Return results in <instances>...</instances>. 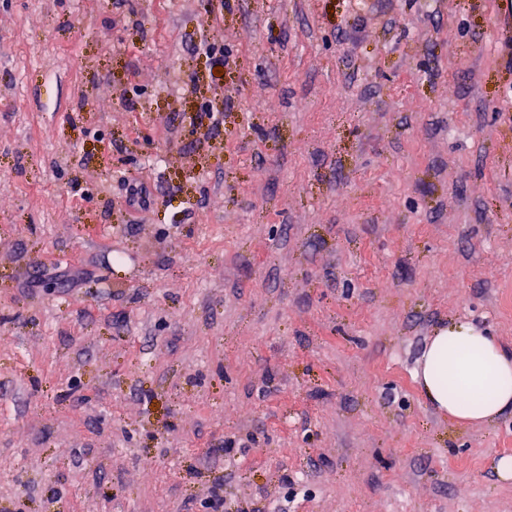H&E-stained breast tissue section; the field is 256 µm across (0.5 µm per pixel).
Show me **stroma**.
Here are the masks:
<instances>
[{
  "mask_svg": "<svg viewBox=\"0 0 512 512\" xmlns=\"http://www.w3.org/2000/svg\"><path fill=\"white\" fill-rule=\"evenodd\" d=\"M511 51L507 0H0V512H512V413L415 376L512 350ZM448 374L482 387H463V395L448 391ZM426 397L448 420L462 427L490 424L512 411V352L496 336L461 321L430 339L417 372Z\"/></svg>",
  "mask_w": 512,
  "mask_h": 512,
  "instance_id": "obj_1",
  "label": "stroma"
}]
</instances>
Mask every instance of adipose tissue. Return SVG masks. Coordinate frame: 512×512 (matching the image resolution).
<instances>
[{
    "label": "adipose tissue",
    "mask_w": 512,
    "mask_h": 512,
    "mask_svg": "<svg viewBox=\"0 0 512 512\" xmlns=\"http://www.w3.org/2000/svg\"><path fill=\"white\" fill-rule=\"evenodd\" d=\"M452 374L482 387L486 399L471 403L449 392ZM417 377L426 397L456 425H486L512 411V352L472 323L461 321L432 336Z\"/></svg>",
    "instance_id": "obj_1"
}]
</instances>
